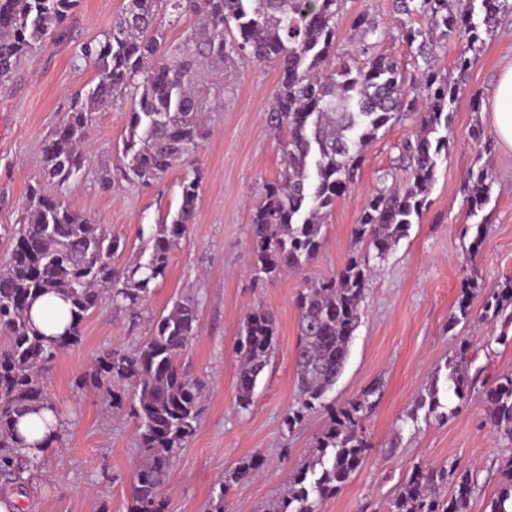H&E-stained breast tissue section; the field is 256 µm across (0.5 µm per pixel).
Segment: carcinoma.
<instances>
[{
  "label": "carcinoma",
  "instance_id": "carcinoma-1",
  "mask_svg": "<svg viewBox=\"0 0 512 512\" xmlns=\"http://www.w3.org/2000/svg\"><path fill=\"white\" fill-rule=\"evenodd\" d=\"M78 0H0V88L21 60L55 34ZM344 0H126L101 36L82 43L79 54L92 61L98 81L74 98L69 115L46 138L42 164L46 178L62 186L84 170L81 144L93 114L110 105L127 106V136L121 175L128 181L164 178L198 153L209 135L207 113L224 107V68L241 59L272 62L279 71L267 126L280 137L285 167L263 187L254 207L252 272L270 280L314 259L323 244V219L354 184L365 150L381 130L413 115L417 124L403 149L411 168L403 186L382 187L369 196L354 225V244L373 250L370 258L351 255L338 274L313 281L298 295L299 341L295 351L299 397L284 422L302 424L325 407L324 398L345 367L360 320L371 274L370 260H385L422 214L438 161L448 153L459 86L493 35L498 15L512 9L508 0H397L396 28L417 44L420 63L408 74L390 57L372 51L381 36L368 12L354 19L356 57L336 61V18ZM197 23L177 43L167 41L166 25L188 14ZM466 41L458 57V77L435 69L437 49L453 37ZM202 176L197 169L180 183L181 204L170 223L157 226L148 256L119 266L121 244L92 218L65 206L41 187L28 188L25 224L16 237L10 265L0 270V478L23 483L36 459L23 451L17 433L21 416L41 408L60 415L45 392L41 367L55 352L78 344L80 327L104 296L137 317L151 284L166 277L170 252L197 213ZM494 177L488 163L465 178V223L477 227L471 249L479 246ZM477 284L461 290L448 330L477 319L512 327V279L486 295L472 315ZM49 294L69 305V323L55 339L31 322V304ZM201 333L197 304L176 299L155 322L152 336L135 352H102L90 381L113 384L112 406L127 399L125 383L138 403L139 455L132 484L134 512H166L164 492L179 448L194 435L202 382L177 365L178 356ZM276 350L273 315L254 311L243 320L236 341L240 358L236 403L247 410L258 380ZM470 342L463 338L445 363L447 380L463 402L474 390L468 377ZM437 383L419 408L439 418ZM372 392L351 401L333 416L313 445L309 463L293 475L271 512H320L360 468L371 448L360 419L372 409ZM486 419L512 439V372L484 392ZM261 458L229 470L205 512H224V488L260 467ZM443 485L451 493H437ZM477 479L456 465L415 468L393 496L389 512H469ZM488 512H512V462L501 471Z\"/></svg>",
  "mask_w": 512,
  "mask_h": 512
}]
</instances>
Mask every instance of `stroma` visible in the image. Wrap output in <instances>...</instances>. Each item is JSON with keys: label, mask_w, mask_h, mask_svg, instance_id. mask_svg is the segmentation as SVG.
I'll list each match as a JSON object with an SVG mask.
<instances>
[{"label": "stroma", "mask_w": 512, "mask_h": 512, "mask_svg": "<svg viewBox=\"0 0 512 512\" xmlns=\"http://www.w3.org/2000/svg\"><path fill=\"white\" fill-rule=\"evenodd\" d=\"M124 0H79L60 31L42 49L24 58L9 85L0 90V267L10 260L15 236L28 206L27 188L44 182L40 157L45 139L67 116L73 98L96 81L97 72L78 55L81 43L98 37L121 12ZM377 20L379 53L405 70L413 51L394 23L392 0H346L337 18L336 49L347 58L356 47L353 21L360 11ZM512 61V12L502 15L482 56L470 67L453 115L451 144L438 164L428 204L407 238L374 266L364 295L361 323L345 370L327 394L331 408L288 429L284 416L298 399L294 351L299 337L296 301L308 283L336 275L354 250L351 229L375 190L405 183L401 144L414 129L407 117L390 127L366 151L358 180L326 217L319 254L303 270L271 281L255 280L250 225L264 183L279 177L282 151L266 124L279 74L275 64L238 62L224 81V108L212 116V133L195 166L202 183L194 224L170 254L168 272L153 284L139 317L103 299L81 327L79 344L47 363L45 389L61 413L58 438L38 458L25 485L0 484V499L15 498L19 512H131L137 463L138 421L130 409H114L106 389L85 381L101 351H132L151 334L152 323L175 298L198 304L201 333L179 359L180 367L203 382L202 405L192 438L177 452L167 512H205L227 470L252 458L264 464L233 484L224 512H266L304 466L312 445L329 425L331 409L370 393L372 409L361 419L371 444L369 455L321 512H387L398 486L415 465L451 463L469 469L480 486L471 512H483L512 458V444L490 427L484 390L498 375L512 371V340L470 324L450 332L464 280L474 275L479 290L472 307L512 278V151L493 143L489 157L495 182L484 213L487 223L477 252L465 235L462 185L477 160L473 125L493 135L490 101L502 67ZM480 94V111L470 98ZM126 114L118 108L94 113L83 142L88 164L69 184L44 183L72 210L85 214L125 241L120 263L133 261L157 224L181 202L180 181L191 167L180 166L159 182L122 178L120 158ZM110 186H103L102 175ZM275 318L278 349L256 388L249 411L235 404L239 360L238 328L255 308ZM468 339L478 378L467 405L452 391H441L443 418L410 419L418 398L459 339Z\"/></svg>", "instance_id": "obj_1"}]
</instances>
